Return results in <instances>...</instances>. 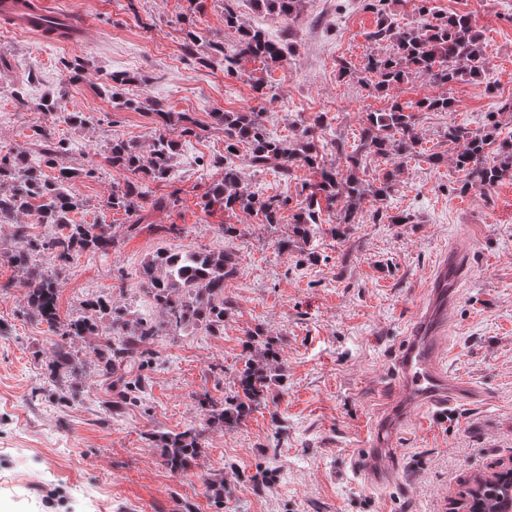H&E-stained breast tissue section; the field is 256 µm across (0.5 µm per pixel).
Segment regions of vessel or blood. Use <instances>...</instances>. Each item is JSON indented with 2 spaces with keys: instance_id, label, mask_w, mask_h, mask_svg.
I'll list each match as a JSON object with an SVG mask.
<instances>
[{
  "instance_id": "obj_1",
  "label": "vessel or blood",
  "mask_w": 512,
  "mask_h": 512,
  "mask_svg": "<svg viewBox=\"0 0 512 512\" xmlns=\"http://www.w3.org/2000/svg\"><path fill=\"white\" fill-rule=\"evenodd\" d=\"M55 17L59 27L51 37L60 42H71L81 36V29L65 14L51 15L46 0H0V18L10 26L32 33H42L46 17ZM441 316L429 317L426 325L399 349L397 366L401 373V385L414 402L436 409L438 417H445L457 400L458 386L442 372L438 365L439 343L435 337ZM389 422H382L373 431L372 449L361 459L358 467L367 479L381 484L390 477L383 464V455L391 434Z\"/></svg>"
}]
</instances>
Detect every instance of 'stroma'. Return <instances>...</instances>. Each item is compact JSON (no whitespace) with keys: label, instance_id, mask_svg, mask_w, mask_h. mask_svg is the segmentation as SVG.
<instances>
[{"label":"stroma","instance_id":"stroma-1","mask_svg":"<svg viewBox=\"0 0 512 512\" xmlns=\"http://www.w3.org/2000/svg\"><path fill=\"white\" fill-rule=\"evenodd\" d=\"M51 11L86 25L77 43L62 45L15 31L0 21V150L20 152L45 166L33 137L43 130L70 144L68 165L91 164L93 177L72 189L84 201L74 220L108 224L117 237L110 255L81 252L58 265H38L60 284L62 318L108 324L90 306L105 298L127 329L164 312L141 276L145 262L162 250L231 254L237 274L224 284L231 307L214 332L189 326L162 332L155 360L143 368L136 404L113 414L117 391L97 373L99 336L72 340L84 361L80 392L59 401L44 377L57 340L46 325L23 311L26 293L11 256L22 246L10 224H0V512H450L465 481L512 460V175L493 188L460 193L448 128L512 137V4L505 0H386L399 25H417L420 7L470 14L485 46L481 78L448 85L414 73L388 92L375 91L365 72L369 57L391 53L389 42L370 34L379 17L367 0H304L300 17L260 8L255 0H48ZM233 9L241 27L262 29L281 43L276 62L239 61L226 72L222 59L205 67L184 50L187 32L210 55L222 43L233 53L238 29L224 24ZM90 59L99 73L126 74L130 81L103 89L98 82H71L65 62ZM349 71H342V64ZM445 95L448 112H419L421 150L402 164L394 192L382 205L364 203L345 237L335 234L336 215L324 213L313 242L293 237L290 217L276 225L259 216L231 213L202 202L224 177V132L217 112L261 111L267 133L294 139L317 114L322 138L357 142L364 116L393 102L414 103ZM59 100L57 113L18 112V99L33 105ZM129 99H150L196 122L195 133L159 124L153 113L126 108ZM179 140L171 173L153 183L164 210L129 230V218L105 201L128 172L112 168L104 154L114 139L149 153L158 136ZM440 154L441 163L430 161ZM248 148L233 158L243 179L263 196L301 200L308 168L286 179L248 164ZM384 219H376V209ZM406 213L410 223H390ZM175 232H167V225ZM240 229L223 235L221 225ZM287 249H280L281 239ZM463 251L468 264L456 281L455 298L438 333L440 364L462 387L452 413L431 419L409 403L400 386L397 352L433 302L429 288L445 253ZM261 330L273 340L280 368L245 424L212 427L196 397L221 402L233 397L245 363L243 343ZM405 405L407 417L389 442L390 482L367 485L355 469L370 448L372 425ZM200 433L201 455L177 476L162 464L156 433L187 427ZM223 483L215 500L211 486Z\"/></svg>","mask_w":512,"mask_h":512}]
</instances>
